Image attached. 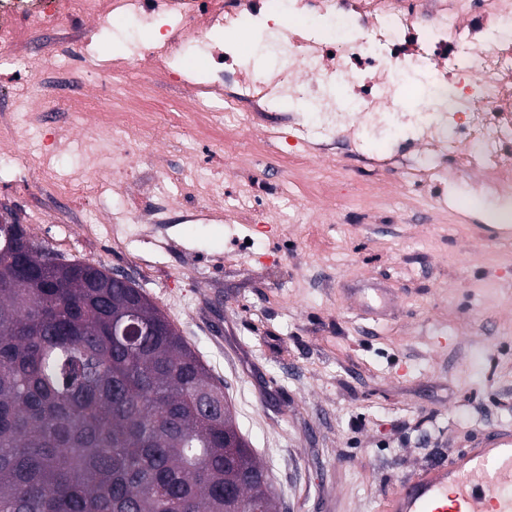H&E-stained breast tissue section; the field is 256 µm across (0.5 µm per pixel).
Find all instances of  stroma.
Masks as SVG:
<instances>
[{"label": "stroma", "instance_id": "1", "mask_svg": "<svg viewBox=\"0 0 512 512\" xmlns=\"http://www.w3.org/2000/svg\"><path fill=\"white\" fill-rule=\"evenodd\" d=\"M79 83L95 96L130 79L80 63L58 95ZM182 97L169 87L139 97L156 124L132 137L135 164L102 200V223H83L38 168L10 164L0 166V219L149 296L223 384L280 512H379L412 470L512 429V224L488 225L464 180L448 191L463 201L459 216L437 213L429 196L403 206L411 189L396 169L381 175L395 221L372 223L348 196L352 166L333 173L315 156L307 175L336 181L335 194L304 186L296 221L240 224L225 200L276 205L275 188L294 179L282 161L290 147L265 144L243 170L220 133L197 153L213 178L197 219L173 209L165 223H140L161 204L147 188L154 163L173 189L185 172L193 124Z\"/></svg>", "mask_w": 512, "mask_h": 512}]
</instances>
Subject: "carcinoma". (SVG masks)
Wrapping results in <instances>:
<instances>
[{
	"label": "carcinoma",
	"mask_w": 512,
	"mask_h": 512,
	"mask_svg": "<svg viewBox=\"0 0 512 512\" xmlns=\"http://www.w3.org/2000/svg\"><path fill=\"white\" fill-rule=\"evenodd\" d=\"M133 315L151 331L112 335ZM274 499L224 386L141 289L0 224V512H276Z\"/></svg>",
	"instance_id": "cac0c4a2"
}]
</instances>
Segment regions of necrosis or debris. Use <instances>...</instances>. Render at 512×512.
Listing matches in <instances>:
<instances>
[{
  "instance_id": "necrosis-or-debris-1",
  "label": "necrosis or debris",
  "mask_w": 512,
  "mask_h": 512,
  "mask_svg": "<svg viewBox=\"0 0 512 512\" xmlns=\"http://www.w3.org/2000/svg\"><path fill=\"white\" fill-rule=\"evenodd\" d=\"M93 18L121 22L129 49L97 69L127 71L151 55L152 82L185 87L181 111L225 132L250 124L241 104L264 112L284 103L298 114L296 147L325 155L338 137L366 159L398 140L397 162L413 180L441 185L474 172L476 194L512 197V0H0V68L39 83L92 59L86 35L66 51L34 37ZM247 20L257 27L253 51L213 41ZM150 25L164 38L148 50L133 32ZM189 51L204 60L201 80L174 64ZM411 88L416 103L395 110ZM130 133L116 121L77 143L91 163L65 175L66 194L91 205L112 188L100 159Z\"/></svg>"
}]
</instances>
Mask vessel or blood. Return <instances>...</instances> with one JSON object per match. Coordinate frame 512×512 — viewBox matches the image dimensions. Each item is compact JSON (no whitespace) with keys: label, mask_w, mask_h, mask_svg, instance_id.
Returning a JSON list of instances; mask_svg holds the SVG:
<instances>
[{"label":"vessel or blood","mask_w":512,"mask_h":512,"mask_svg":"<svg viewBox=\"0 0 512 512\" xmlns=\"http://www.w3.org/2000/svg\"><path fill=\"white\" fill-rule=\"evenodd\" d=\"M382 512H512V431L477 436L448 461L402 479Z\"/></svg>","instance_id":"1"}]
</instances>
